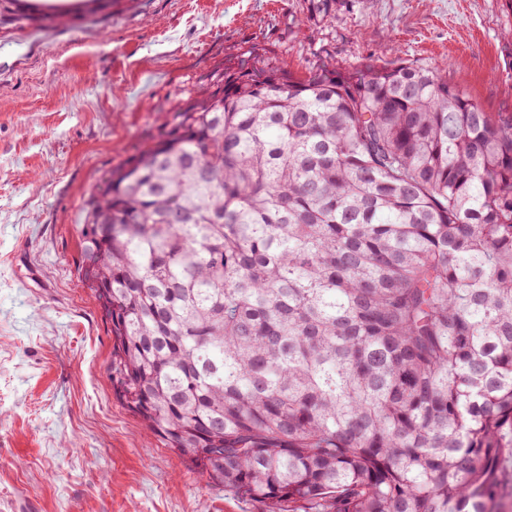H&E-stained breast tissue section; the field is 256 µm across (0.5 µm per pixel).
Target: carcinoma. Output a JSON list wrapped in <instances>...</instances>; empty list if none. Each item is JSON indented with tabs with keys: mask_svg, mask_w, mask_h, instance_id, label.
I'll use <instances>...</instances> for the list:
<instances>
[{
	"mask_svg": "<svg viewBox=\"0 0 512 512\" xmlns=\"http://www.w3.org/2000/svg\"><path fill=\"white\" fill-rule=\"evenodd\" d=\"M336 0H310L319 21ZM123 405L262 512L512 499V118L253 47L85 202Z\"/></svg>",
	"mask_w": 512,
	"mask_h": 512,
	"instance_id": "1",
	"label": "carcinoma"
}]
</instances>
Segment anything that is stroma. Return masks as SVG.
I'll use <instances>...</instances> for the list:
<instances>
[{
  "label": "stroma",
  "instance_id": "35a3bbf8",
  "mask_svg": "<svg viewBox=\"0 0 512 512\" xmlns=\"http://www.w3.org/2000/svg\"><path fill=\"white\" fill-rule=\"evenodd\" d=\"M119 0L96 15L0 20V512H260L207 483L116 397L112 334L84 282V201L207 88L230 53L445 65L512 115L504 0Z\"/></svg>",
  "mask_w": 512,
  "mask_h": 512
}]
</instances>
